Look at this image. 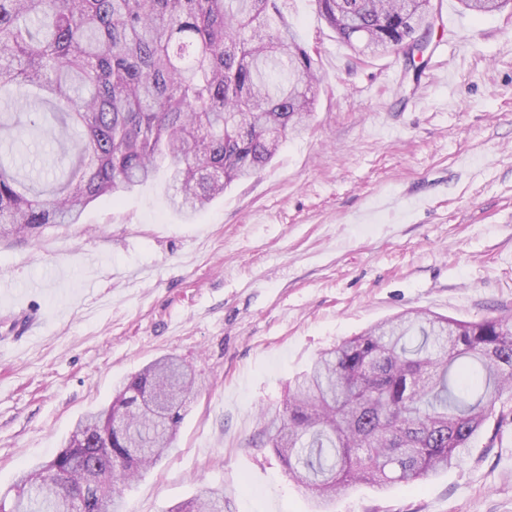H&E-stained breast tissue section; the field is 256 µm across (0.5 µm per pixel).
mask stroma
Here are the masks:
<instances>
[{
    "mask_svg": "<svg viewBox=\"0 0 512 512\" xmlns=\"http://www.w3.org/2000/svg\"><path fill=\"white\" fill-rule=\"evenodd\" d=\"M415 66L340 42L284 0L317 51L309 128L192 218L166 176L80 223L0 239V499L163 355L196 373L173 448L123 491L169 512L206 487L224 512H315L261 442L289 380L336 342L410 309L512 316V13L433 0ZM330 512H512V419L421 483L357 484Z\"/></svg>",
    "mask_w": 512,
    "mask_h": 512,
    "instance_id": "35a3bbf8",
    "label": "stroma"
}]
</instances>
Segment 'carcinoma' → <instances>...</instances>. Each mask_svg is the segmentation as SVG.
<instances>
[{
  "label": "carcinoma",
  "instance_id": "carcinoma-1",
  "mask_svg": "<svg viewBox=\"0 0 512 512\" xmlns=\"http://www.w3.org/2000/svg\"><path fill=\"white\" fill-rule=\"evenodd\" d=\"M363 56L389 49L415 66L432 0H314ZM475 15L512 0H459ZM282 0H0V99L51 102L80 142L64 179L0 158V237L78 224L95 200L165 168L185 215L260 173L306 129L321 80ZM194 378L164 356L75 424L65 448L17 479L0 512H120L122 486L170 449ZM512 402V318L463 321L408 311L345 338L288 383L265 434L288 477L322 508L365 483L415 484L458 463ZM169 512H224L208 488Z\"/></svg>",
  "mask_w": 512,
  "mask_h": 512
}]
</instances>
